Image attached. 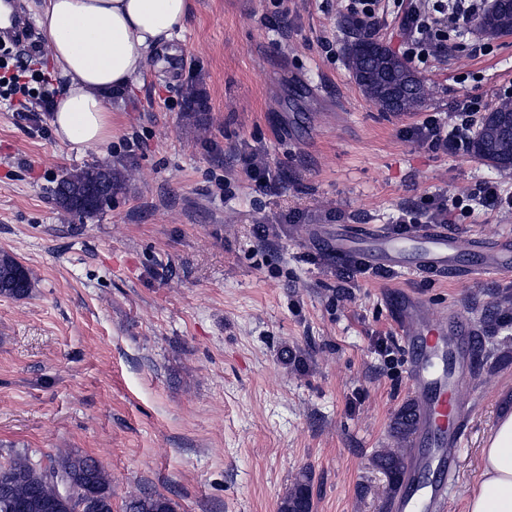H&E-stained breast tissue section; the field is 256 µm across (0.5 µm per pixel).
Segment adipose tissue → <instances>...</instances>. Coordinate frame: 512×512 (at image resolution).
Here are the masks:
<instances>
[{"label":"adipose tissue","instance_id":"adipose-tissue-1","mask_svg":"<svg viewBox=\"0 0 512 512\" xmlns=\"http://www.w3.org/2000/svg\"><path fill=\"white\" fill-rule=\"evenodd\" d=\"M190 13L191 0H44L37 23L65 80L52 111L57 138L81 148L105 145L112 132L109 96L134 84ZM465 512H512V411L500 414L482 450Z\"/></svg>","mask_w":512,"mask_h":512}]
</instances>
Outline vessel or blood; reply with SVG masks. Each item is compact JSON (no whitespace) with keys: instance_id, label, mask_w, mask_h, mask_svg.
Here are the masks:
<instances>
[{"instance_id":"1","label":"vessel or blood","mask_w":512,"mask_h":512,"mask_svg":"<svg viewBox=\"0 0 512 512\" xmlns=\"http://www.w3.org/2000/svg\"><path fill=\"white\" fill-rule=\"evenodd\" d=\"M28 27L20 12L0 39L25 43ZM338 256L360 255L378 270L418 275L458 273L459 252L473 253L477 261L468 276L512 275V237L493 242L465 238L439 224H428L414 236L401 237L383 230L349 224L330 241ZM392 321L406 353L410 391L417 398L414 451L404 486L393 498L390 512H447L454 489L453 465L466 435L465 392L479 324L460 325L429 316L420 298L403 291L390 304Z\"/></svg>"}]
</instances>
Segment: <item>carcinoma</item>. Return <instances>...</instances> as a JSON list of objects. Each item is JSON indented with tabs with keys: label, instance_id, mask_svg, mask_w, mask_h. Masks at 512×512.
Masks as SVG:
<instances>
[{
	"label": "carcinoma",
	"instance_id": "cac0c4a2",
	"mask_svg": "<svg viewBox=\"0 0 512 512\" xmlns=\"http://www.w3.org/2000/svg\"><path fill=\"white\" fill-rule=\"evenodd\" d=\"M479 28L488 37H499L512 31V13L504 14L497 9L484 15ZM376 49L389 55L380 43L370 35H361L350 43L347 59L352 71L374 66V58L368 50ZM391 56V55H389ZM393 63L403 68L404 62L391 56ZM429 96L428 87L417 81L415 88L406 92L401 111L412 112L421 108ZM471 150L476 157L492 166L507 170L512 167V97L499 99L484 116L481 127L474 137ZM122 176L108 163H94L67 172L52 189L58 208L70 217H91L103 211L79 207V202L93 186L107 191L120 190ZM36 288L31 273L6 251L0 252V296L21 299L30 296ZM414 408L405 406L396 416L392 433L398 439L410 436ZM374 467L386 477L387 495L395 493L404 482L405 455L399 448H380L373 456ZM49 468L70 480L83 481L91 486L92 496L86 499L84 512H112V495L109 481L99 463L89 455L71 452L50 460ZM313 472L307 468L295 480L282 498L279 512H312ZM29 504L26 512H73V507L58 500L54 486L43 468L36 467L28 457L18 454L8 465L0 466V512H10L16 504ZM54 503L52 510L45 504ZM125 512H174L171 501L161 494L144 491L125 504Z\"/></svg>",
	"mask_w": 512,
	"mask_h": 512
}]
</instances>
